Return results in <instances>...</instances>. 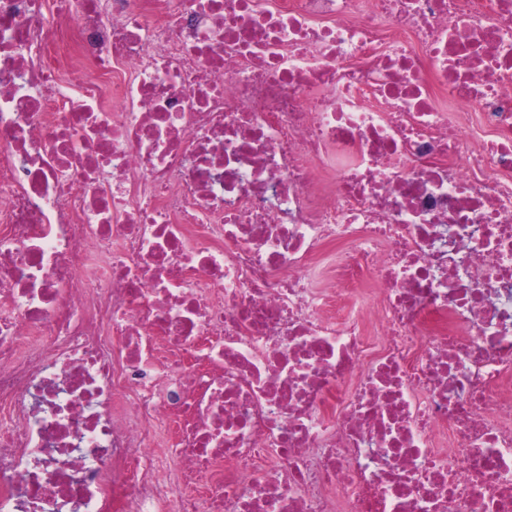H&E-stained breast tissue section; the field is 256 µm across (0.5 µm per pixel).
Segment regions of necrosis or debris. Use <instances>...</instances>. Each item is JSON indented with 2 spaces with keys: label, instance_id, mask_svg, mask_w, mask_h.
Masks as SVG:
<instances>
[{
  "label": "necrosis or debris",
  "instance_id": "4bbe7bcc",
  "mask_svg": "<svg viewBox=\"0 0 512 512\" xmlns=\"http://www.w3.org/2000/svg\"><path fill=\"white\" fill-rule=\"evenodd\" d=\"M0 512H512V0H0ZM338 260V249L336 247H328L324 250L314 266L309 270V275L314 287L318 288L321 285L327 272L332 265Z\"/></svg>",
  "mask_w": 512,
  "mask_h": 512
}]
</instances>
